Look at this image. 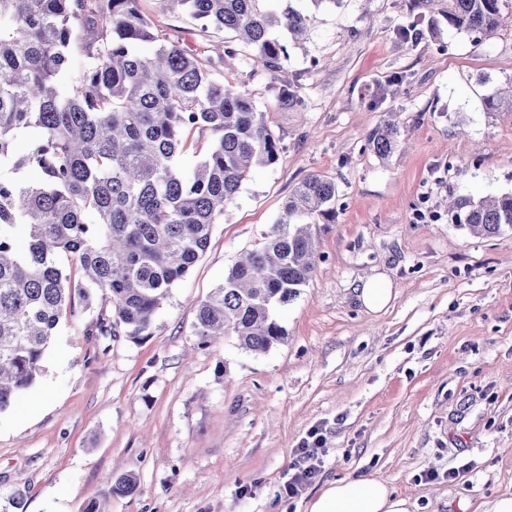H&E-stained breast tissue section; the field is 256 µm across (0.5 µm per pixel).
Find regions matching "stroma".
Masks as SVG:
<instances>
[{
  "label": "stroma",
  "instance_id": "1",
  "mask_svg": "<svg viewBox=\"0 0 512 512\" xmlns=\"http://www.w3.org/2000/svg\"><path fill=\"white\" fill-rule=\"evenodd\" d=\"M139 7L199 59L232 42L160 0ZM447 7L326 0L303 40L277 32L280 81L239 48L224 80L266 112L277 162L248 174L150 336L88 335L112 304L75 297L40 377L0 413V500L22 492L24 512H81L92 499L111 512H308L327 482L359 475L409 496L411 512L512 492V235L448 221L449 196L512 191V114L485 105L512 79V21L482 39L432 28ZM387 112L406 145L383 160L365 137ZM311 174L335 182L336 218L316 225L315 272L276 311L284 339L257 354L232 335L200 345L199 302ZM375 274L393 295L370 312L355 290ZM315 428L321 472L288 497L293 450ZM120 473L137 477L134 494L112 495Z\"/></svg>",
  "mask_w": 512,
  "mask_h": 512
}]
</instances>
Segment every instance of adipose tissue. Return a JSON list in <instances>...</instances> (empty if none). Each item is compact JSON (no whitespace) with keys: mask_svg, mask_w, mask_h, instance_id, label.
I'll use <instances>...</instances> for the list:
<instances>
[{"mask_svg":"<svg viewBox=\"0 0 512 512\" xmlns=\"http://www.w3.org/2000/svg\"><path fill=\"white\" fill-rule=\"evenodd\" d=\"M409 498L397 494L380 477L361 475L325 484L309 512H410Z\"/></svg>","mask_w":512,"mask_h":512,"instance_id":"ef3b65f1","label":"adipose tissue"}]
</instances>
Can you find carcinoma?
Here are the masks:
<instances>
[{"label":"carcinoma","mask_w":512,"mask_h":512,"mask_svg":"<svg viewBox=\"0 0 512 512\" xmlns=\"http://www.w3.org/2000/svg\"><path fill=\"white\" fill-rule=\"evenodd\" d=\"M202 30L230 31L264 67L284 72L274 32L297 40L309 15L303 0H163ZM506 0H448V26L488 36ZM157 43L150 54L136 47ZM200 62L152 31L139 0H0V412L17 407L36 382L72 291L99 292L112 315L90 336L150 335L173 285L206 250L213 226L248 173L276 162L279 141L266 113L224 83V55ZM76 76L62 84L74 59ZM512 112V90L486 99ZM25 137L26 150L14 152ZM401 127L387 114L366 146L388 159ZM190 171L184 154L199 152ZM336 214V185L310 174L289 193L261 245L232 266L197 307L203 345L228 333L247 351L282 341L274 317L312 277V228ZM448 220L478 236L512 231V192L459 196ZM66 256L69 269L59 262ZM136 477L111 479V492L135 493Z\"/></svg>","instance_id":"carcinoma-1"}]
</instances>
